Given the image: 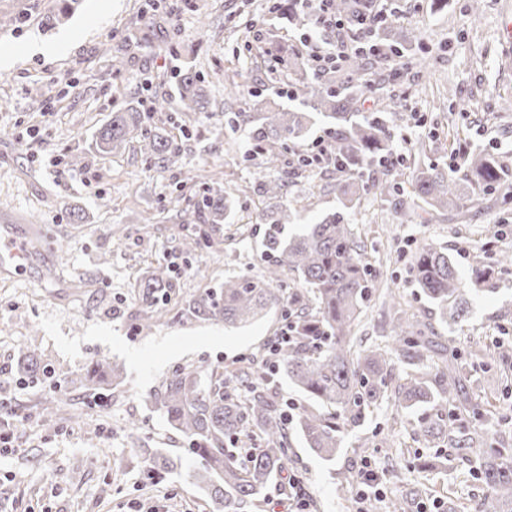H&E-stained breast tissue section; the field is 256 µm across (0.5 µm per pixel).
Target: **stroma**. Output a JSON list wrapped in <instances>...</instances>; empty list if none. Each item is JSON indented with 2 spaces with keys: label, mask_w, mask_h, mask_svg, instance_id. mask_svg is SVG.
I'll list each match as a JSON object with an SVG mask.
<instances>
[{
  "label": "stroma",
  "mask_w": 512,
  "mask_h": 512,
  "mask_svg": "<svg viewBox=\"0 0 512 512\" xmlns=\"http://www.w3.org/2000/svg\"><path fill=\"white\" fill-rule=\"evenodd\" d=\"M392 25L403 28L411 50L389 52L378 71L399 70V85L379 81L362 94L360 115L382 117L396 141L424 140L422 163L454 164L466 141L512 165V39L502 14L512 0H400ZM272 0H79L59 17L62 0H0V11L20 12L19 28L0 27V52L14 54L0 67V234L29 229L38 256L24 274L0 272V512H209L205 492L192 477L188 441L166 421L152 395L175 370L223 366L262 359L266 342L280 332L271 311L254 323L227 326L182 309L184 299L224 279L262 275L264 224L292 204L288 234L317 223L337 209L333 167L300 169L285 197L260 193L254 179L261 156L253 154L251 128L229 126L236 112L253 111L255 97L273 109L301 108L286 94L294 75L276 68L266 50L277 43L303 61V39L311 26H295L272 12ZM69 37L68 49L28 54L32 41ZM427 59V71L413 61ZM240 71V94L224 93L225 72ZM206 81L211 105L183 111L180 73ZM163 95L158 125L179 137L182 159L163 170L147 169L139 140L110 154L90 144L112 112L148 104ZM78 165H71L73 157ZM193 169L211 177L213 189L238 203L231 223L220 225L212 244L186 252L183 239L197 189L186 178ZM358 236L375 258L381 283L400 289L435 333L466 344L512 335V274L502 275L487 294L468 291L469 314L451 324L415 287L409 263L423 243L446 247L461 278H468L477 247L489 238L511 247L512 191L476 198L466 215L428 214L414 224H396L387 203L365 196L353 217ZM171 270L173 289L157 303L165 313L150 332L139 324L145 309L138 284L157 266ZM35 345L41 369L24 372L20 350ZM96 360L124 366L119 384L92 387L85 380ZM512 380V358L473 367L467 383L472 408H486V395ZM73 400L81 419L42 423L41 411L55 398ZM393 396H386L365 425L343 434L334 460L307 448L289 426L286 468L301 478L305 497L319 512H356L339 491L344 471L369 469L378 477L371 494L434 485L446 503L475 504L479 483L457 458L445 467L418 470L426 448L417 434L419 412L393 428ZM393 433L405 457L384 449H361L372 433ZM162 448L176 468L161 478L145 471L143 451Z\"/></svg>",
  "instance_id": "obj_1"
}]
</instances>
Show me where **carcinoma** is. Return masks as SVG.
I'll return each mask as SVG.
<instances>
[{
  "label": "carcinoma",
  "instance_id": "1",
  "mask_svg": "<svg viewBox=\"0 0 512 512\" xmlns=\"http://www.w3.org/2000/svg\"><path fill=\"white\" fill-rule=\"evenodd\" d=\"M336 15L354 27L359 20L374 18L387 9L382 0H335ZM375 55L384 46L408 44L407 33L385 22L372 23ZM301 85L308 101L330 120L329 163L336 168L340 208L318 223L308 224L293 236L285 233L292 212L284 204L268 223L262 248L266 262L261 278H227L184 302V309L196 318L222 321L226 325L246 323L275 309L280 311L289 338L278 350L271 365L248 363L229 376L217 369L204 376L184 368L166 379L153 395L169 424L190 443L195 458L194 478L204 485L210 512H256L259 498L273 478L286 468L288 458V418L262 390L268 373L283 372L296 387L307 393L319 409H302L297 429L305 443L319 456H336L340 434L363 426L371 409L389 392L398 406L424 409L419 432L428 448H453L470 463L469 472L481 483L483 493L474 507L453 505V512H512V454L506 449L485 448L480 428L460 430L455 426L458 411L468 410L465 392L470 369L489 365L486 351L475 345L461 348L435 340L430 324L404 309L389 323L384 346L362 349L363 338L355 328L367 303L378 292L376 270L370 256L350 224L349 216L361 193L390 203L399 224L411 223L414 212L403 198L402 179H407L415 197L434 210L461 213L473 200L458 193L459 177L434 164H420L393 155L391 130L383 123L359 117L353 111L355 93L372 88L365 55L346 58L338 79L328 73H311L305 66ZM179 95L186 112H207L210 100L204 80L195 73L179 74ZM165 99L157 97L148 111L136 107L112 113L109 122L95 136V150L101 154L117 151L137 138L151 167H168L180 161L181 145L153 130L155 115L165 111ZM236 122L254 124V148L263 155L266 169L290 174L289 164L304 167L293 157L270 148L279 144L287 151L302 145L311 123L308 112H238ZM384 161L380 175L357 180L353 175ZM463 178L492 194L509 187L512 167L482 153L467 158ZM201 218L206 224H225L235 202L210 192L202 196ZM295 272L299 286L285 289L280 272ZM410 269L414 284L429 300L450 314L462 318L467 312V285L493 292L497 277L512 272V252L502 250L490 263L476 261L470 283L458 275L448 249L434 244L421 246L413 255ZM139 300L146 307L156 305L170 289L169 271L158 266L139 285ZM441 362L435 369L426 364L433 356ZM409 369L404 382L394 384L396 365ZM124 369L118 363L97 361L86 370L87 379L101 384L107 378L117 382ZM256 428L262 447L247 452L239 437ZM154 475L168 472L171 462L162 453L144 449ZM423 495L405 490L388 499L384 512H421Z\"/></svg>",
  "mask_w": 512,
  "mask_h": 512
}]
</instances>
